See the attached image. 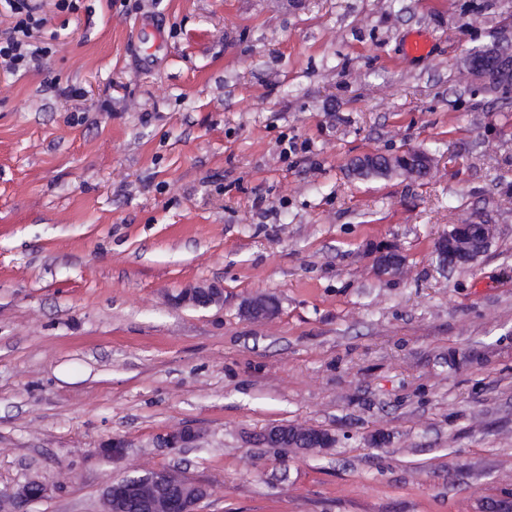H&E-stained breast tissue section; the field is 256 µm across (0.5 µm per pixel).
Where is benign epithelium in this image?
I'll return each instance as SVG.
<instances>
[{
  "mask_svg": "<svg viewBox=\"0 0 512 512\" xmlns=\"http://www.w3.org/2000/svg\"><path fill=\"white\" fill-rule=\"evenodd\" d=\"M466 75L478 81L487 91L495 93L502 82H512V21L496 29L490 43L469 50L463 57ZM426 171L434 166L433 156L422 149H410L395 156L367 153L354 162L351 172L361 177L401 172L415 180L422 179L419 165ZM495 237V225L474 218L450 225L435 242L434 252L445 267L475 265L488 251ZM376 265L383 275H397L405 265L403 255L395 248L376 255ZM222 298V289L215 286L187 290L182 301L196 308H208ZM269 296L257 295L244 302L242 314L250 319L272 315ZM199 437L191 426H182L162 437L168 448H187ZM262 441L270 448L311 451L330 448L334 438L316 428L275 424L262 432ZM50 488L38 479H31L13 491L0 492V512H23L28 503L44 499ZM210 496V487L177 470L140 471L131 469L119 480H110L103 488V512H118L116 506L129 498L140 501L145 512H197L198 505Z\"/></svg>",
  "mask_w": 512,
  "mask_h": 512,
  "instance_id": "benign-epithelium-1",
  "label": "benign epithelium"
}]
</instances>
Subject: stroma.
Wrapping results in <instances>:
<instances>
[{
    "mask_svg": "<svg viewBox=\"0 0 512 512\" xmlns=\"http://www.w3.org/2000/svg\"><path fill=\"white\" fill-rule=\"evenodd\" d=\"M40 4L49 57L0 72V491L38 478L27 512H100L138 467L207 483L199 512L511 496L512 98L457 69L512 0ZM416 147L424 181L349 173ZM466 215L494 242L443 270ZM203 284L220 304H178ZM259 293L276 314L244 318ZM271 424L336 445L284 455ZM183 425L197 444L165 447ZM376 265L383 275H397L405 265L403 255L395 248H389L376 255Z\"/></svg>",
    "mask_w": 512,
    "mask_h": 512,
    "instance_id": "obj_1",
    "label": "stroma"
}]
</instances>
